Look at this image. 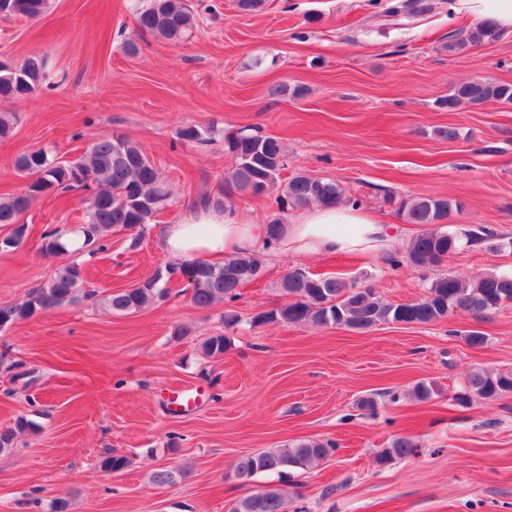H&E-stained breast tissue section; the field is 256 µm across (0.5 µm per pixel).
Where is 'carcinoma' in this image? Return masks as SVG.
<instances>
[{
  "label": "carcinoma",
  "mask_w": 512,
  "mask_h": 512,
  "mask_svg": "<svg viewBox=\"0 0 512 512\" xmlns=\"http://www.w3.org/2000/svg\"><path fill=\"white\" fill-rule=\"evenodd\" d=\"M15 17L34 20L49 7V0H13ZM193 17L182 0H146L135 15L137 36H160L177 41L189 34ZM498 31L477 23L462 38L452 39L443 49L460 52L485 40H494ZM43 63L27 59L20 67L0 66V101H9L35 92L43 79ZM488 102L512 104V85L494 81L474 80L455 86L451 93L438 101L439 107L453 111L461 105L479 106ZM216 133L214 127L186 125L177 132L183 142L205 144ZM226 151L235 164L224 173L218 190L205 195L199 204L205 208L224 209V198L232 189L260 196L276 188L282 208H305L313 205L337 206L343 202L342 187L297 172L282 178L286 169V153L282 142L271 135L242 127L224 134ZM16 174L27 179L19 193L0 197V226L11 227L0 248H17L26 242L29 228L19 223L20 216L32 202L52 192L86 191L88 209L85 224L78 227L80 245L70 249L68 229H56L42 238L40 251L48 257L66 255L72 251L97 254L108 251L109 232L113 229L137 230L130 248H136L149 224L164 211L170 201V191L144 149L136 142L119 136H104L93 141L84 154L75 160H58L44 149L27 151L13 161ZM385 201L408 224L425 227L412 238L404 258L414 268L436 266L448 254L462 247H477L497 253L509 247L505 238L480 225L476 228L448 229V219L461 211V203L444 196L399 197L386 193ZM265 265L257 257L231 258L222 264L206 259H194L184 264H169L158 268L136 286L105 297L112 312L129 315L165 299L167 285L174 280H187L191 301L199 308L224 304L222 322L229 329L242 322L234 302L244 284L263 277ZM280 291L288 302L277 309L251 317L250 326L274 323L344 327L366 332L380 323L429 324L448 316L459 306L482 316L505 303H512V272L492 271L476 278L440 275L427 285L423 297L403 303H392L369 287L358 288L336 276L317 275L303 268L288 271L279 281ZM89 296L79 264H65L54 275L32 289L21 302L0 303V329L32 318L35 314L70 305ZM228 347V337L215 334L202 342L203 353L221 359ZM512 393V373H492L475 370L466 379L462 391L452 400L468 406L476 400H493ZM32 423L19 417L10 427L0 429V454L15 447L18 436L31 430ZM417 444L409 436L395 437L379 456L382 461L403 458L413 453ZM336 448L333 442L300 441L280 448H270L237 459L233 473L242 484L253 482L263 473H283L305 469L328 457ZM130 465V458L107 448L102 453L100 467L120 472ZM185 476L170 469L153 471L151 483L160 489L170 487ZM284 489L269 484L235 501L231 512H283Z\"/></svg>",
  "instance_id": "1"
}]
</instances>
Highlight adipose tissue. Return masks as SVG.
I'll return each instance as SVG.
<instances>
[{"instance_id":"ef3b65f1","label":"adipose tissue","mask_w":512,"mask_h":512,"mask_svg":"<svg viewBox=\"0 0 512 512\" xmlns=\"http://www.w3.org/2000/svg\"><path fill=\"white\" fill-rule=\"evenodd\" d=\"M448 9L451 15L512 32V0H450ZM401 240L396 225L380 223L360 207L339 205L307 209L284 225L274 241L269 239L265 225L232 211L199 207L182 223L167 225L161 243L178 261L256 255L274 266L287 256L312 259L348 253L384 261L396 254Z\"/></svg>"}]
</instances>
